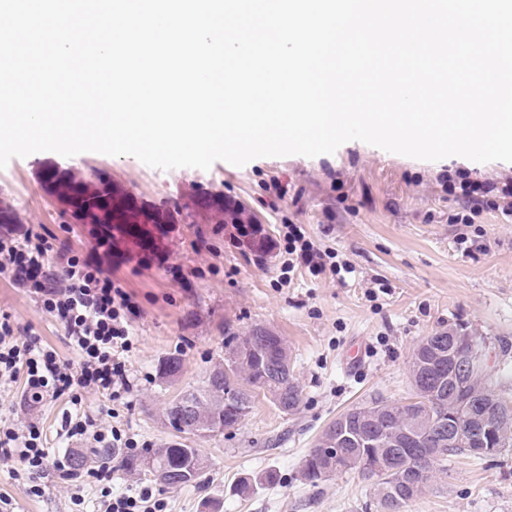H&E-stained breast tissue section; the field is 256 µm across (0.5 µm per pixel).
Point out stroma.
<instances>
[{
    "instance_id": "obj_1",
    "label": "stroma",
    "mask_w": 512,
    "mask_h": 512,
    "mask_svg": "<svg viewBox=\"0 0 512 512\" xmlns=\"http://www.w3.org/2000/svg\"><path fill=\"white\" fill-rule=\"evenodd\" d=\"M105 168L137 204L172 209L190 193L223 194L260 218L264 251H251L213 235L210 225H149L148 237L119 235L107 264L112 277L141 309L132 324L128 360L135 387L111 400L82 393V406L100 429L117 428L134 449L174 442L197 450L209 483L168 487L123 469L98 481L101 465L66 482L52 472L31 479L17 463L0 464V512H98L103 489L124 492L147 486L162 512H362L369 489L356 474L330 477L317 486L300 466L324 429L347 409L375 398L411 397L409 360L424 336L451 325L485 337L492 382L512 398V222L485 211L471 224H453L460 199L447 191L449 175L468 171L494 179L512 174V163H477L453 156L430 162L352 140L316 157H262L245 165L215 162L210 169L152 168L132 156L94 152L64 157L37 152L12 158L0 169V200L24 223L43 226L58 242L85 252L95 241L83 224L62 223L40 173L46 165ZM280 181L298 202L277 201ZM303 225L337 262L355 272L339 280L331 270L305 267L286 273V224ZM468 243H461V236ZM202 277L183 288L160 267L159 254ZM0 310L31 328L63 358L72 352L63 331L40 304L0 279ZM263 326L282 336L290 350L303 403L292 415L257 397L234 429L199 437L175 432L165 420L166 402L202 386L224 362V332ZM176 357L181 371L159 380L162 359ZM67 399L46 401L36 412L50 450L92 455L94 440L64 443ZM259 484L239 494L241 478ZM38 483L39 495L27 494ZM409 512H512V450L496 461H449L448 476L411 505Z\"/></svg>"
}]
</instances>
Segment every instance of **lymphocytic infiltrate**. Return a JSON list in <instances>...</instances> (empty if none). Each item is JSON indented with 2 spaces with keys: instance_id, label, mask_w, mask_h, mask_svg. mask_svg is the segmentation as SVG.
Wrapping results in <instances>:
<instances>
[{
  "instance_id": "1",
  "label": "lymphocytic infiltrate",
  "mask_w": 512,
  "mask_h": 512,
  "mask_svg": "<svg viewBox=\"0 0 512 512\" xmlns=\"http://www.w3.org/2000/svg\"><path fill=\"white\" fill-rule=\"evenodd\" d=\"M449 193L462 198L465 212L453 223L470 224L492 210L512 217V176L473 179L458 172L448 182ZM334 254L319 248L301 225L288 227V268L325 267ZM0 277L23 289L63 331L72 358H61L35 333L0 313V385L23 379L28 404L68 398L74 410L66 414L65 438L91 437L106 448L125 445L120 430H97L96 421L80 411L82 392L120 398L133 389L126 354L132 346L130 328L140 315L133 296L112 279L97 249L71 251L49 235L23 224L0 225ZM0 461H15L30 475L47 468L69 477L67 457H51L35 423L0 427Z\"/></svg>"
}]
</instances>
